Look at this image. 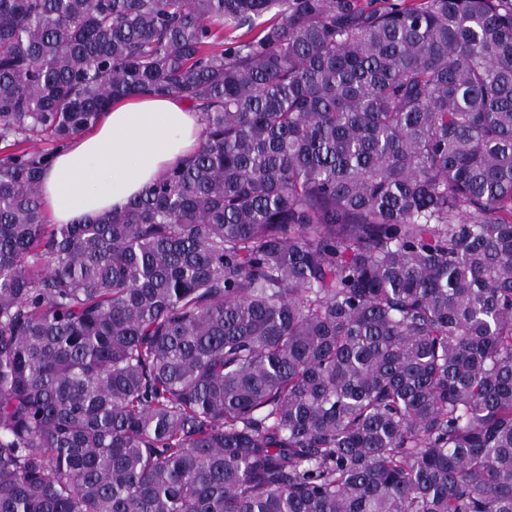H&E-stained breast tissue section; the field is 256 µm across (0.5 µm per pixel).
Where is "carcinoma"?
Instances as JSON below:
<instances>
[{
    "instance_id": "obj_1",
    "label": "carcinoma",
    "mask_w": 512,
    "mask_h": 512,
    "mask_svg": "<svg viewBox=\"0 0 512 512\" xmlns=\"http://www.w3.org/2000/svg\"><path fill=\"white\" fill-rule=\"evenodd\" d=\"M133 94L198 150L47 223ZM0 512H512V0H0Z\"/></svg>"
}]
</instances>
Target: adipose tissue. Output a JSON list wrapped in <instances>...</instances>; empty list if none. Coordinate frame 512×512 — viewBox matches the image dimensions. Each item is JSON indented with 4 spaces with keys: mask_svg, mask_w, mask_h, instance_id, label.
Segmentation results:
<instances>
[{
    "mask_svg": "<svg viewBox=\"0 0 512 512\" xmlns=\"http://www.w3.org/2000/svg\"><path fill=\"white\" fill-rule=\"evenodd\" d=\"M198 112L174 96L141 95L112 101L100 120L73 137L41 177L49 223L93 221L120 211L176 163L194 153Z\"/></svg>",
    "mask_w": 512,
    "mask_h": 512,
    "instance_id": "ef3b65f1",
    "label": "adipose tissue"
}]
</instances>
